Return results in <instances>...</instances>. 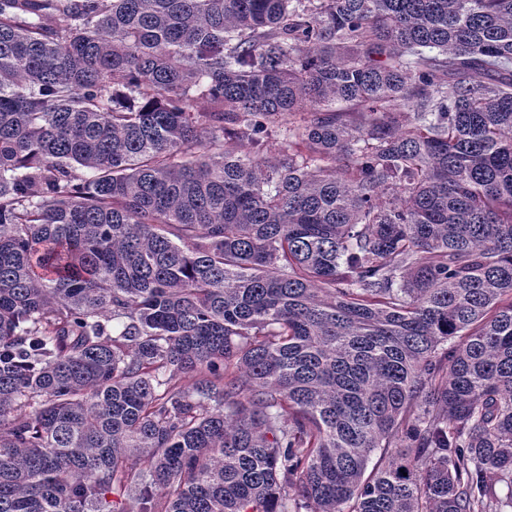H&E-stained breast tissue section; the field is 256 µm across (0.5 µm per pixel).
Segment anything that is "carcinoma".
Wrapping results in <instances>:
<instances>
[{
	"label": "carcinoma",
	"mask_w": 512,
	"mask_h": 512,
	"mask_svg": "<svg viewBox=\"0 0 512 512\" xmlns=\"http://www.w3.org/2000/svg\"><path fill=\"white\" fill-rule=\"evenodd\" d=\"M511 509L512 0H0V512Z\"/></svg>",
	"instance_id": "carcinoma-1"
}]
</instances>
